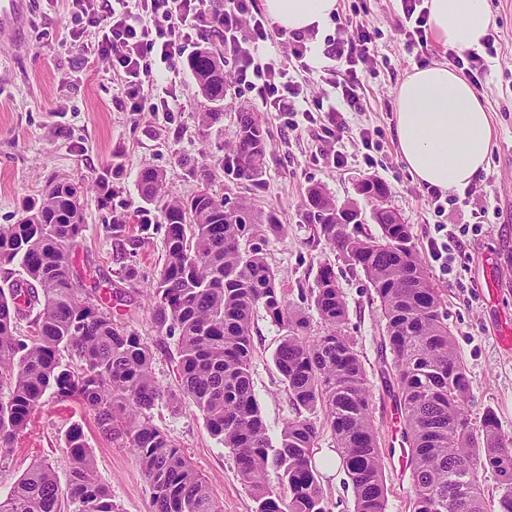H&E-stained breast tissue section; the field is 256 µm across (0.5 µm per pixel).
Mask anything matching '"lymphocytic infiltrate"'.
Returning <instances> with one entry per match:
<instances>
[{
  "instance_id": "1",
  "label": "lymphocytic infiltrate",
  "mask_w": 512,
  "mask_h": 512,
  "mask_svg": "<svg viewBox=\"0 0 512 512\" xmlns=\"http://www.w3.org/2000/svg\"><path fill=\"white\" fill-rule=\"evenodd\" d=\"M77 27L71 32L73 43H80L82 31L93 28L97 38L93 57L110 60L112 73L119 77L125 105L130 112H167V98L144 92V83L156 70H175L185 52L196 46L201 36L214 32L221 51L233 61L230 82L237 91L251 95L254 103L267 112L294 115L291 129L300 122L320 125L325 143L332 149L327 157L341 167L348 158L335 145L345 127L344 110L362 107L365 85L358 75V62L375 47L372 32L348 15L327 40L325 55L334 67L324 69L320 80L335 97L334 104L316 101L298 108L303 95L301 84L291 74L292 62H304L305 37L292 34L290 56L259 61L260 45L282 39L284 35L262 13L257 0H225L221 15H214L211 0H65ZM400 34L407 51L428 52L429 12L426 0H399Z\"/></svg>"
}]
</instances>
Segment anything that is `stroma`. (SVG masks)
Listing matches in <instances>:
<instances>
[{"label":"stroma","mask_w":512,"mask_h":512,"mask_svg":"<svg viewBox=\"0 0 512 512\" xmlns=\"http://www.w3.org/2000/svg\"><path fill=\"white\" fill-rule=\"evenodd\" d=\"M28 49L12 51L0 45V225L14 223L24 203L39 197L48 181L91 182L110 174L112 205L100 207L95 192L84 198L85 228L73 252L86 288L111 285L120 293L112 316L125 330L140 336L153 352V374L164 389H177L178 350L174 338L160 334L148 298L164 262L165 227L155 206L142 201L137 176L146 166L164 173L166 198H186L201 185L183 158L223 155L233 137L236 115L255 106L249 95L227 90L224 121L210 130L198 123L203 100L188 69H181L182 108L177 112H128L109 80L106 62L86 57L72 45L71 19L63 0H31ZM495 19L496 53L487 57L488 72L478 90L494 128L487 168L475 181V192L447 193L444 214L419 191L401 162L393 130L395 89L418 64L444 63L448 52L430 41L424 59L409 54L399 31L397 0H337L339 16L359 10L363 23L376 35L377 53L363 64L365 100L361 111L346 113L347 127L338 147L348 155L336 168L317 153L314 128L287 129L280 112H258L268 131L264 184L249 190L228 182L215 171L208 186L219 198L242 200L259 216L275 214L284 233L268 236L263 251L281 276L288 303L301 310L308 333L321 335L324 325L311 289L318 267L332 263L347 303L344 332L356 344L372 394V415L384 460L386 512H410L413 497L409 447L403 438L391 370L392 354L384 341L380 302L364 274L349 267L319 238L303 218L310 186L322 187L337 203L355 199L367 177L386 183V207L408 224L415 249L442 298V312L471 382L467 404L472 423L493 411L502 431L512 437V350L499 347L500 329L512 328V0H489ZM256 111V110H255ZM377 128L383 133L372 164L363 161L358 132ZM122 231L112 234V221ZM457 232L463 257L449 273L432 261L428 241L436 224ZM481 231H474V224ZM133 280H126V271ZM285 331L265 312L253 320L254 353L251 375L263 420L270 434L295 414L288 389L273 354ZM154 425L191 459L206 478L224 512H255L256 503L242 482L233 455L208 432L191 404H155ZM82 424L96 461V475L112 492L118 512H153V494L133 453L122 441H106L98 433L92 412L74 400L46 396L13 448L0 450V498L39 462L50 465L60 482H67L65 436L72 424Z\"/></svg>","instance_id":"stroma-1"}]
</instances>
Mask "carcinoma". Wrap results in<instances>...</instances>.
I'll return each instance as SVG.
<instances>
[{
	"instance_id": "carcinoma-1",
	"label": "carcinoma",
	"mask_w": 512,
	"mask_h": 512,
	"mask_svg": "<svg viewBox=\"0 0 512 512\" xmlns=\"http://www.w3.org/2000/svg\"><path fill=\"white\" fill-rule=\"evenodd\" d=\"M187 66L206 102L199 125L209 130L224 121V55L207 38ZM267 150L261 122L240 112L217 164L230 181L256 190L263 185ZM138 186L166 226L153 317L159 332L177 338L178 389H161L151 349L112 321L74 267L82 199L93 188L100 206H112L109 179L90 186L53 180L15 223L0 225V264L17 261L25 274L11 288H0V386L10 387L8 400L0 399V449L13 447L50 390L88 407L106 440L126 439L153 489L154 512H222L189 458L150 421L157 401L178 406L188 400L235 457L255 512H329L313 455L319 429L311 415L320 412L349 479L354 512H386L371 394L356 346L343 333L347 307L335 269L324 264L317 271L312 294L325 331L311 340L261 247L267 236L283 233L274 215L263 220L247 205H231L205 187L188 199L168 200L163 173L152 167L140 171ZM304 206L307 223L339 258L362 270L379 299L410 451L411 512H488L482 470L500 478L498 512H512V437L491 411L477 427L467 415L470 380L409 226L380 222L381 234L372 237L360 224H340L338 204L319 186L308 188ZM259 310L286 330L274 362L296 410L275 442L251 378L252 325ZM21 318L29 319L32 335L18 334ZM63 349L82 362L80 370L62 363ZM65 444L66 488L50 466L36 464L0 500V512H61L63 497L72 512H116L110 491L95 478L81 425L71 427ZM272 472L279 478L276 487L269 483Z\"/></svg>"
}]
</instances>
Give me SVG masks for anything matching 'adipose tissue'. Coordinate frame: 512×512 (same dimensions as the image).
I'll return each instance as SVG.
<instances>
[{"mask_svg": "<svg viewBox=\"0 0 512 512\" xmlns=\"http://www.w3.org/2000/svg\"><path fill=\"white\" fill-rule=\"evenodd\" d=\"M337 0H262L286 32L321 30ZM429 26L443 46L479 48L495 26L488 0H428ZM397 152L415 182L440 190L470 185L486 168L493 125L472 84L445 63L414 68L396 90Z\"/></svg>", "mask_w": 512, "mask_h": 512, "instance_id": "1", "label": "adipose tissue"}]
</instances>
